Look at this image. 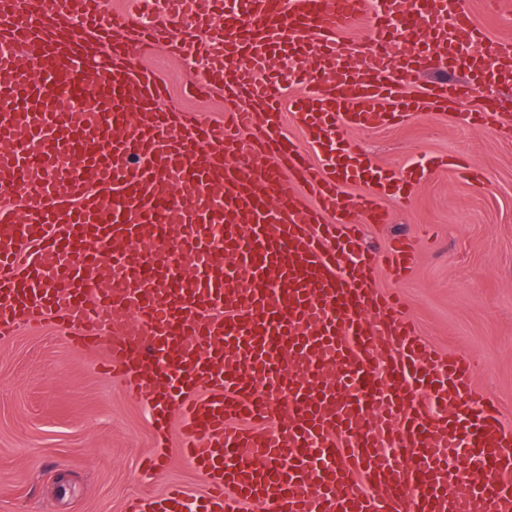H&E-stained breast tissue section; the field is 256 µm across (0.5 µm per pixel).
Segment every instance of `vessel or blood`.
Masks as SVG:
<instances>
[{
    "instance_id": "b4317fda",
    "label": "vessel or blood",
    "mask_w": 512,
    "mask_h": 512,
    "mask_svg": "<svg viewBox=\"0 0 512 512\" xmlns=\"http://www.w3.org/2000/svg\"><path fill=\"white\" fill-rule=\"evenodd\" d=\"M365 16L374 37L343 39ZM62 21L87 38L59 41ZM483 42L462 0H224L220 23L207 0H0V335L50 317L104 347L158 438L181 416L204 484L126 512H512V426L471 359L440 356L375 285L410 273L413 241L360 248L361 223H388L382 198L424 171L341 139L511 84L512 45ZM159 48L204 60L189 84L223 88L224 122L164 107L160 78L130 64ZM280 53L310 71L288 107L263 77ZM441 56L450 77L400 95ZM63 84L100 112L44 107ZM499 117L456 115L511 136Z\"/></svg>"
}]
</instances>
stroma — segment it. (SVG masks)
<instances>
[{
	"label": "stroma",
	"mask_w": 512,
	"mask_h": 512,
	"mask_svg": "<svg viewBox=\"0 0 512 512\" xmlns=\"http://www.w3.org/2000/svg\"><path fill=\"white\" fill-rule=\"evenodd\" d=\"M466 6L487 43L512 42V0L498 14L484 0ZM141 63L164 80L169 104L223 120V93L188 91L190 62L159 51ZM345 140L381 167L405 170L446 155L488 175L489 184L478 186L448 169L429 170L409 202L385 200L390 222L364 225L362 245L378 250L433 226V237L417 244L410 275L382 274L377 283L400 294L435 350L477 358L474 385L512 424V139L494 126L471 129L424 111L398 125L348 131ZM101 358L49 319L0 338V512H123L127 498L160 495L172 482L202 492L177 441L159 443L143 402L101 368ZM148 454L162 458L160 475L141 471Z\"/></svg>",
	"instance_id": "35a3bbf8"
}]
</instances>
